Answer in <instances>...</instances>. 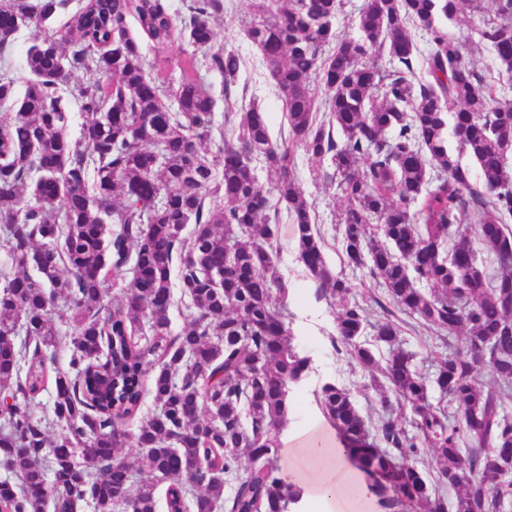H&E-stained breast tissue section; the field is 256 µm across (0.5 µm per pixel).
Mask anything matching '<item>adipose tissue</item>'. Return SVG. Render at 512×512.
Masks as SVG:
<instances>
[{
  "mask_svg": "<svg viewBox=\"0 0 512 512\" xmlns=\"http://www.w3.org/2000/svg\"><path fill=\"white\" fill-rule=\"evenodd\" d=\"M281 453L290 480L302 481L318 512H369L357 472L336 443L334 429L314 423L286 432Z\"/></svg>",
  "mask_w": 512,
  "mask_h": 512,
  "instance_id": "obj_1",
  "label": "adipose tissue"
}]
</instances>
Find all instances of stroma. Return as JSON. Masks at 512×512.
<instances>
[{
	"mask_svg": "<svg viewBox=\"0 0 512 512\" xmlns=\"http://www.w3.org/2000/svg\"><path fill=\"white\" fill-rule=\"evenodd\" d=\"M240 2L241 0H224V13L214 21L217 44L237 51L246 62L236 83L227 92L230 95L229 101L221 99L222 93H225L222 90L221 77H207L206 85L218 99L215 121L223 123L227 102H252L268 113L271 128L277 133L287 126L283 101L258 51L246 36V16L239 7ZM482 7V14L489 16L492 15L495 5L493 0H484ZM479 15L465 11L459 21L448 24V33L467 38V62L487 83L493 85L497 98L512 100V80L498 76L492 49L471 35ZM294 163L297 180L306 198L313 203L318 223L323 229L330 268L334 273L348 278L358 296L370 297L376 293L377 287L368 269L351 268L342 258L338 227L343 222L348 203L337 195L331 184V168L301 150L296 151ZM275 263L288 287V309L292 315L291 328L295 341L313 360L312 371L290 392V427L298 428L322 420L323 414L314 401L313 392L327 381L345 384L361 414L365 418H373L378 399L374 390L368 387L369 377L349 364L347 358L335 359L328 353L327 336L334 331L337 312L326 301L318 299L317 284L299 262L292 237L282 238Z\"/></svg>",
	"mask_w": 512,
	"mask_h": 512,
	"instance_id": "1",
	"label": "stroma"
}]
</instances>
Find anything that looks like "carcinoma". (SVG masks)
Returning <instances> with one entry per match:
<instances>
[{"instance_id":"cac0c4a2","label":"carcinoma","mask_w":512,"mask_h":512,"mask_svg":"<svg viewBox=\"0 0 512 512\" xmlns=\"http://www.w3.org/2000/svg\"><path fill=\"white\" fill-rule=\"evenodd\" d=\"M243 2L246 36L284 99L278 140L253 103L226 113V137L201 75L164 90L158 61L146 62L130 32L133 21L157 57L186 43L190 65L202 53L227 91L244 61L214 47L224 0H184L177 12L168 0H0V105L13 108L0 114V246L10 259L0 267V512L299 505L280 436L311 358L293 343L273 261L283 227L267 211L281 203L317 296L340 307L332 354L349 355L379 399L368 421L349 389L325 382L314 394L383 512H448L449 489L455 512H505L512 480L491 483L488 472L493 460L512 466V267L502 263L512 253V100L496 99L466 64L465 40L441 26L468 0H365L357 35L344 38L341 0ZM494 3L496 19L477 34L512 76V0ZM60 14L69 21L58 37L49 24ZM23 28L35 36L20 95L8 54ZM384 49L381 69L373 56ZM68 71L86 76L74 101L62 93ZM74 105L79 140L67 131ZM298 149L328 163L349 203L339 243L349 266L377 280L383 297L370 305L327 264L293 174ZM464 153L478 163L476 185ZM257 162L276 173L277 198ZM466 218L477 246L460 256ZM114 274L123 278L110 296ZM174 277L188 299L176 332ZM374 305L384 320L371 321ZM58 320L72 326L64 366ZM407 326L448 347L432 372ZM50 383L48 419L35 400ZM434 390L446 403L430 401ZM54 423L64 429L56 439ZM131 438L148 479L126 461ZM421 448L436 456L432 478L417 467Z\"/></svg>"}]
</instances>
